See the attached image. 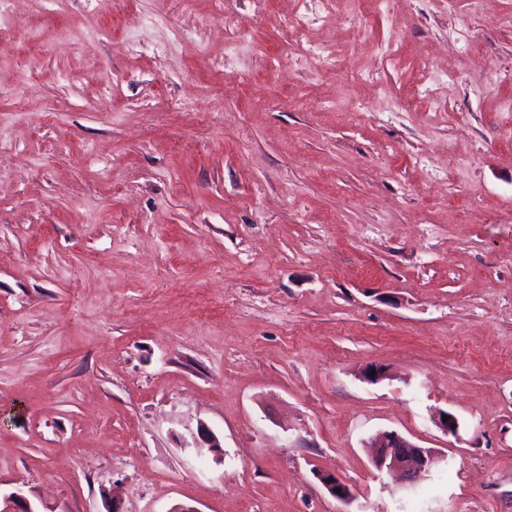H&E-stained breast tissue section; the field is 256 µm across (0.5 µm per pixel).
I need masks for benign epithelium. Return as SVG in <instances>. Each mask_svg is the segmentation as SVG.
<instances>
[{
  "label": "benign epithelium",
  "mask_w": 512,
  "mask_h": 512,
  "mask_svg": "<svg viewBox=\"0 0 512 512\" xmlns=\"http://www.w3.org/2000/svg\"><path fill=\"white\" fill-rule=\"evenodd\" d=\"M435 423L447 435L457 433V419L448 411H438ZM367 447L372 449V463L377 471L395 472L410 482L430 472L443 461V457L433 450L422 448L395 431L377 433ZM320 482L335 498L346 501L351 497L350 489L330 475L320 476Z\"/></svg>",
  "instance_id": "obj_1"
}]
</instances>
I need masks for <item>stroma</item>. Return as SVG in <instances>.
<instances>
[{
	"label": "stroma",
	"mask_w": 512,
	"mask_h": 512,
	"mask_svg": "<svg viewBox=\"0 0 512 512\" xmlns=\"http://www.w3.org/2000/svg\"><path fill=\"white\" fill-rule=\"evenodd\" d=\"M298 7L9 0L32 25L0 29L1 496L512 512V27L414 0L355 47L351 0L285 35ZM226 9L250 39L212 27ZM384 430L444 464L378 472Z\"/></svg>",
	"instance_id": "stroma-1"
}]
</instances>
